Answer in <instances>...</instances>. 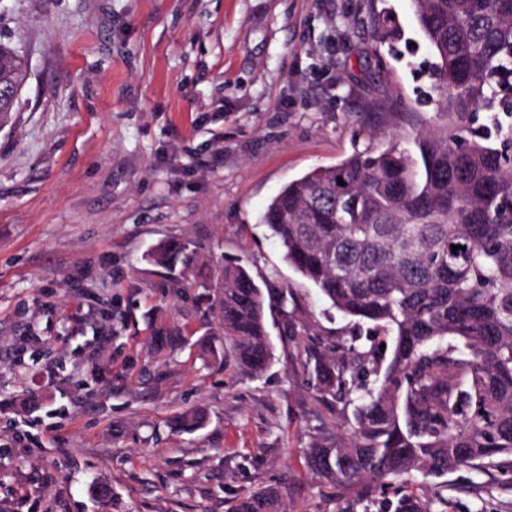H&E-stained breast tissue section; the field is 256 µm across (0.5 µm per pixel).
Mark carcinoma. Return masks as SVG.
Returning a JSON list of instances; mask_svg holds the SVG:
<instances>
[{"label":"carcinoma","mask_w":512,"mask_h":512,"mask_svg":"<svg viewBox=\"0 0 512 512\" xmlns=\"http://www.w3.org/2000/svg\"><path fill=\"white\" fill-rule=\"evenodd\" d=\"M482 2L411 0L448 117L417 135L416 155L391 145L314 168L260 216L283 260L331 307L368 325L366 343L340 341L308 362L320 393L354 404L351 433L307 453L312 473L342 490L460 467L494 466L512 483V0ZM25 78L24 58L0 46V126L17 103L4 92ZM144 260L171 287H186L178 270L202 289L215 327L197 345L215 362L266 371L273 312L283 335H308L288 320L292 289L263 288L242 265L215 267L182 239ZM155 341L178 345L182 331L161 326ZM232 512L281 510L265 489Z\"/></svg>","instance_id":"cac0c4a2"}]
</instances>
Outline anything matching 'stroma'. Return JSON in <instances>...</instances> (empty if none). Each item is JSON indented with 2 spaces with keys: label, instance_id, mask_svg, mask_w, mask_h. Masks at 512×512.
Returning a JSON list of instances; mask_svg holds the SVG:
<instances>
[{
  "label": "stroma",
  "instance_id": "1",
  "mask_svg": "<svg viewBox=\"0 0 512 512\" xmlns=\"http://www.w3.org/2000/svg\"><path fill=\"white\" fill-rule=\"evenodd\" d=\"M0 44L27 66L0 127V512H232L269 487L284 512H512L494 467L346 492L306 461L354 422L307 382L352 326L259 217L305 172L444 124L410 0H0ZM168 238L293 288L310 335H272L257 377L200 357L197 289L144 260ZM161 320L185 345L156 349ZM192 409L203 427L175 428Z\"/></svg>",
  "mask_w": 512,
  "mask_h": 512
}]
</instances>
